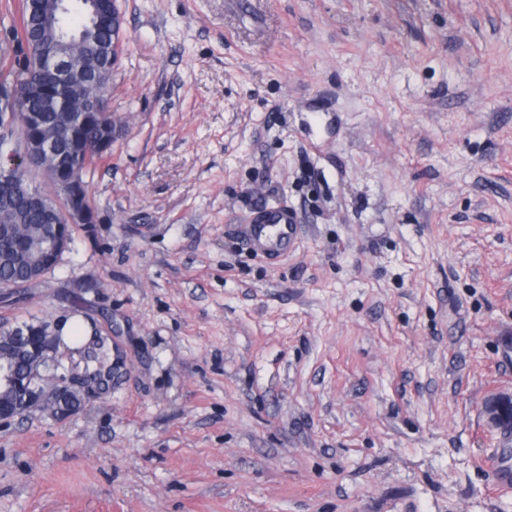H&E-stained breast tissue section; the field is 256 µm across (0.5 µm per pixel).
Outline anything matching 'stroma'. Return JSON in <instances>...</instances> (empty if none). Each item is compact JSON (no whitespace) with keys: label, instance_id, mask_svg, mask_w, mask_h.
Masks as SVG:
<instances>
[{"label":"stroma","instance_id":"obj_1","mask_svg":"<svg viewBox=\"0 0 512 512\" xmlns=\"http://www.w3.org/2000/svg\"><path fill=\"white\" fill-rule=\"evenodd\" d=\"M117 5L97 222L0 294L115 372L0 427V512H512V0ZM296 213L286 204H268L255 211L245 226V240L255 252L280 258L299 243L300 224Z\"/></svg>","mask_w":512,"mask_h":512}]
</instances>
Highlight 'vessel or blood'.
I'll return each instance as SVG.
<instances>
[{"instance_id":"vessel-or-blood-1","label":"vessel or blood","mask_w":512,"mask_h":512,"mask_svg":"<svg viewBox=\"0 0 512 512\" xmlns=\"http://www.w3.org/2000/svg\"><path fill=\"white\" fill-rule=\"evenodd\" d=\"M245 240L253 251L271 258L283 257L299 243L298 217L287 205H266L250 217Z\"/></svg>"}]
</instances>
